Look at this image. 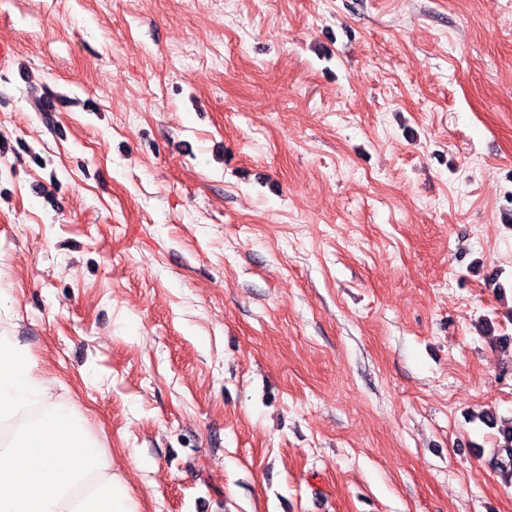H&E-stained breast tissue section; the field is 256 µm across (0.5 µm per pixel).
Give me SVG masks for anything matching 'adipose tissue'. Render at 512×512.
<instances>
[{"mask_svg":"<svg viewBox=\"0 0 512 512\" xmlns=\"http://www.w3.org/2000/svg\"><path fill=\"white\" fill-rule=\"evenodd\" d=\"M0 512H137L72 399L0 336Z\"/></svg>","mask_w":512,"mask_h":512,"instance_id":"ef3b65f1","label":"adipose tissue"}]
</instances>
